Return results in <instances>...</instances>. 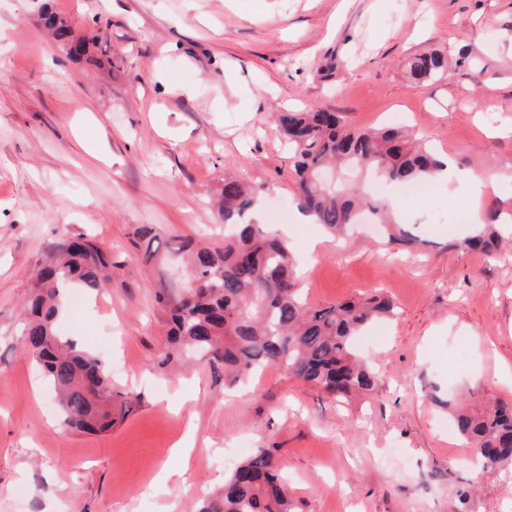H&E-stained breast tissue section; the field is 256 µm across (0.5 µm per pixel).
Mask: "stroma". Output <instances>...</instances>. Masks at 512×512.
<instances>
[{"mask_svg": "<svg viewBox=\"0 0 512 512\" xmlns=\"http://www.w3.org/2000/svg\"><path fill=\"white\" fill-rule=\"evenodd\" d=\"M48 11L84 56L67 58ZM431 51L449 74L413 77L407 61ZM315 109L405 127L482 176V213L512 216V0H0V512H196L225 458L259 448L275 449L304 512H512V470L474 467L440 404H512V258L449 248L465 235L462 183L419 202L385 187L421 241L411 253L299 223L275 127ZM228 177L263 187L253 218L286 240L312 305L392 300L357 339L374 391L338 402L278 369L235 388L202 366L156 370L167 324L134 231L222 242L211 202ZM79 232L111 249L112 284L67 291L57 331L137 398L101 435L61 424L21 343L37 261ZM189 432L185 462L170 449Z\"/></svg>", "mask_w": 512, "mask_h": 512, "instance_id": "obj_1", "label": "stroma"}]
</instances>
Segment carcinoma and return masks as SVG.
<instances>
[{
  "instance_id": "carcinoma-1",
  "label": "carcinoma",
  "mask_w": 512,
  "mask_h": 512,
  "mask_svg": "<svg viewBox=\"0 0 512 512\" xmlns=\"http://www.w3.org/2000/svg\"><path fill=\"white\" fill-rule=\"evenodd\" d=\"M46 26L65 43L72 35L66 18L48 12ZM426 80L448 74L438 52L408 62ZM277 131L291 148L299 209L330 235L343 233L369 214L391 245L413 247L419 240L393 219L390 205L367 194L362 177L386 185L429 183L439 161L415 147L398 128L352 130L336 112H284ZM262 187L224 179L216 219L228 234L221 246L185 238L174 247L186 279L162 281L154 301L171 322L169 346L156 367L174 360L202 363L234 386L266 368L281 369L303 385L333 399L368 392L376 385L370 365L358 360L354 337L374 321L393 314L379 292L363 301L313 307L297 288L288 247L268 224L249 219ZM145 262L161 260V235L144 224L136 232ZM452 248L477 249L498 260L496 214ZM112 252L83 233L54 242L38 261L35 282L25 298L24 344L55 392L64 423L79 432L103 434L123 420L127 393L116 391L105 364L74 341L60 336L56 321L66 289L97 292L112 282ZM430 398L448 408L457 435L486 471L512 467V408L490 405L470 394L469 402ZM268 448H258L224 481L222 492L203 499L198 512H301Z\"/></svg>"
}]
</instances>
